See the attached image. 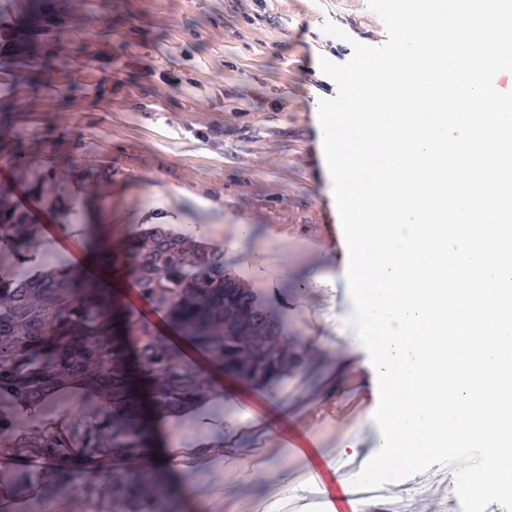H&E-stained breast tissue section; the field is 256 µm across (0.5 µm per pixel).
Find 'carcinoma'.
Masks as SVG:
<instances>
[{"label": "carcinoma", "instance_id": "cac0c4a2", "mask_svg": "<svg viewBox=\"0 0 512 512\" xmlns=\"http://www.w3.org/2000/svg\"><path fill=\"white\" fill-rule=\"evenodd\" d=\"M0 191V432L26 451L28 465L1 473L14 492L50 504L78 486L84 512H181L156 476L137 385L172 414L214 400L213 382L183 349L70 262L35 276L28 266L37 227ZM140 298L227 376L272 387L304 366L288 348L281 319L228 272L224 256L155 224L130 243L122 265ZM82 393L77 419L47 425L43 410L66 391Z\"/></svg>", "mask_w": 512, "mask_h": 512}]
</instances>
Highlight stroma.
Returning a JSON list of instances; mask_svg holds the SVG:
<instances>
[{
  "label": "stroma",
  "mask_w": 512,
  "mask_h": 512,
  "mask_svg": "<svg viewBox=\"0 0 512 512\" xmlns=\"http://www.w3.org/2000/svg\"><path fill=\"white\" fill-rule=\"evenodd\" d=\"M53 10L67 65L42 48L31 68H18V48L0 56V183L14 186L50 264L95 243L119 249L148 224L222 249L307 365L271 390L225 379L223 399L171 425L191 488L183 512H255L296 491L320 512L315 489L286 472L314 470L338 488L331 464L344 442L356 440L365 466L377 427L361 408L368 372L333 369L353 306L318 121L337 87L318 59L343 63L353 42L383 43L381 20L368 0H54ZM328 21L347 39L324 33ZM44 170L66 173L64 189L33 191ZM390 490L380 512L457 500L437 481Z\"/></svg>",
  "instance_id": "stroma-1"
}]
</instances>
